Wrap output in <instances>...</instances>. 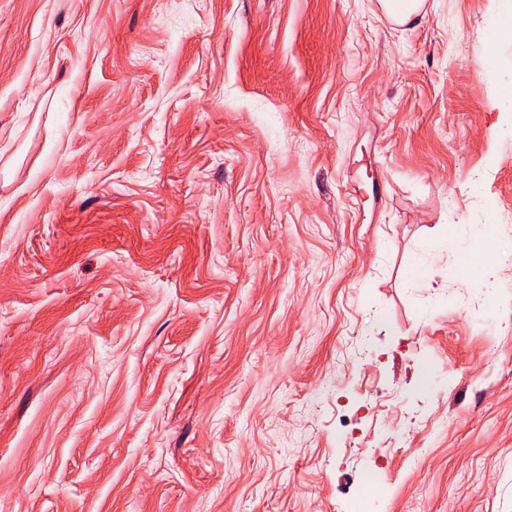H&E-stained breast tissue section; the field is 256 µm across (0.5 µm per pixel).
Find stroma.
Instances as JSON below:
<instances>
[{
	"mask_svg": "<svg viewBox=\"0 0 512 512\" xmlns=\"http://www.w3.org/2000/svg\"><path fill=\"white\" fill-rule=\"evenodd\" d=\"M510 13L0 0V512H512ZM448 247L458 248L459 253L467 263L472 266H480L482 269H485L487 265H491L497 260L495 252L491 250L474 252L470 249L460 248L457 225L439 224L435 231L424 241L422 254L417 259L416 273L412 277L423 278L436 274L437 270L430 257L433 252L448 249ZM469 258L476 259L477 263H471L468 260Z\"/></svg>",
	"mask_w": 512,
	"mask_h": 512,
	"instance_id": "stroma-1",
	"label": "stroma"
}]
</instances>
